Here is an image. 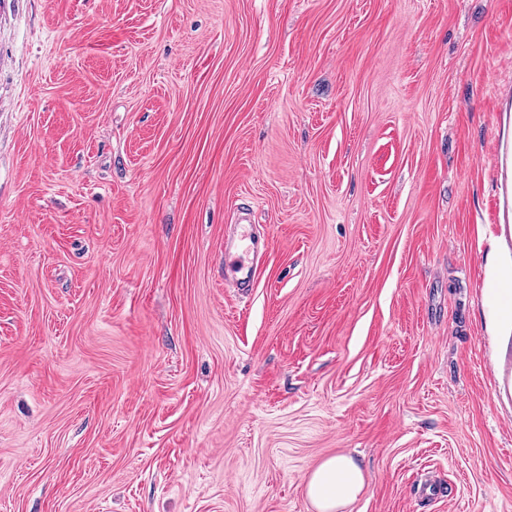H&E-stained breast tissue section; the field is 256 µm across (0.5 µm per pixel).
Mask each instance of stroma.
Here are the masks:
<instances>
[{
	"label": "stroma",
	"instance_id": "obj_1",
	"mask_svg": "<svg viewBox=\"0 0 512 512\" xmlns=\"http://www.w3.org/2000/svg\"><path fill=\"white\" fill-rule=\"evenodd\" d=\"M510 99L512 0H0V512H512ZM231 239L224 240V283L243 291L254 286V276L260 258L266 251L261 241L247 227L248 218L242 216ZM364 486V473L351 457H332L311 473L307 495L318 512H338L353 503Z\"/></svg>",
	"mask_w": 512,
	"mask_h": 512
}]
</instances>
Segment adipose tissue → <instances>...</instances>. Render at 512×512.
I'll return each mask as SVG.
<instances>
[{"instance_id":"adipose-tissue-1","label":"adipose tissue","mask_w":512,"mask_h":512,"mask_svg":"<svg viewBox=\"0 0 512 512\" xmlns=\"http://www.w3.org/2000/svg\"><path fill=\"white\" fill-rule=\"evenodd\" d=\"M364 486V473L351 457H332L311 473L307 495L316 512H341L358 498Z\"/></svg>"}]
</instances>
